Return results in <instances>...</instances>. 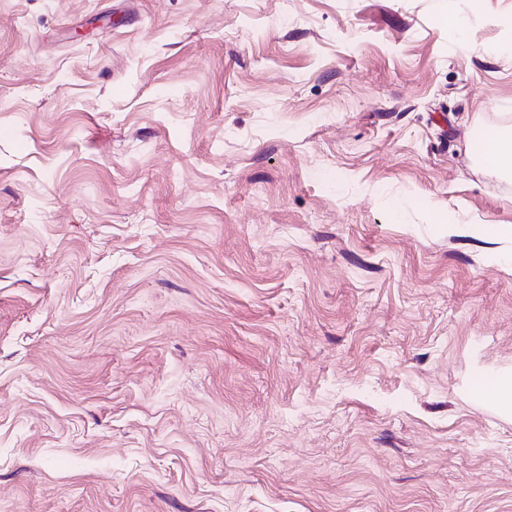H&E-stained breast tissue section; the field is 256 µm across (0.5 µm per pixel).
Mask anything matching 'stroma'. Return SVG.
<instances>
[{"mask_svg":"<svg viewBox=\"0 0 512 512\" xmlns=\"http://www.w3.org/2000/svg\"><path fill=\"white\" fill-rule=\"evenodd\" d=\"M444 2L0 0V512H512V0ZM479 153L483 161L492 168L511 172L512 135L508 132L485 134ZM484 391L494 398L505 411H512V375H504L484 387Z\"/></svg>","mask_w":512,"mask_h":512,"instance_id":"obj_1","label":"stroma"}]
</instances>
